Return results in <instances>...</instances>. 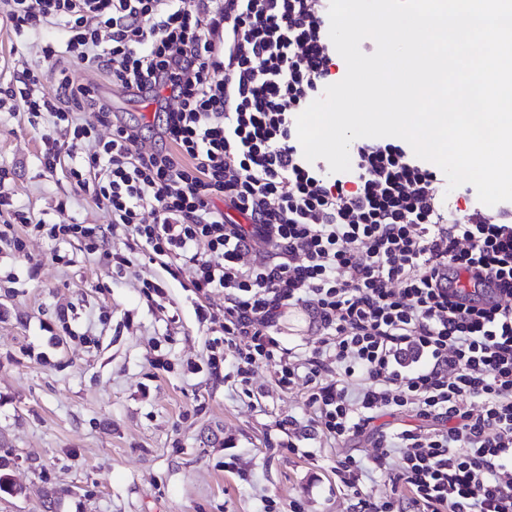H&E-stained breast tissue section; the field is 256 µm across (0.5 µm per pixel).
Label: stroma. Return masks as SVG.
<instances>
[{
    "label": "stroma",
    "instance_id": "1",
    "mask_svg": "<svg viewBox=\"0 0 512 512\" xmlns=\"http://www.w3.org/2000/svg\"><path fill=\"white\" fill-rule=\"evenodd\" d=\"M37 151L27 123L0 118V163L16 169L19 202L51 219L67 201L81 221L108 223L63 173L42 171ZM58 247L33 235L24 254L0 256V471L14 487L0 492V512H258L265 495L299 512H349L336 489L340 449L315 435L310 457L292 455L275 426L295 415L311 429L300 391L279 389L264 366L255 406L231 363L206 370L215 332L198 323L190 286L157 304L143 286L157 264L139 259L118 275L75 240L59 247L70 264L52 262ZM159 356L166 368L152 366Z\"/></svg>",
    "mask_w": 512,
    "mask_h": 512
}]
</instances>
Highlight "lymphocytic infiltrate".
I'll list each match as a JSON object with an SVG mask.
<instances>
[{
	"instance_id": "f902f5d3",
	"label": "lymphocytic infiltrate",
	"mask_w": 512,
	"mask_h": 512,
	"mask_svg": "<svg viewBox=\"0 0 512 512\" xmlns=\"http://www.w3.org/2000/svg\"><path fill=\"white\" fill-rule=\"evenodd\" d=\"M329 2L0 0L16 50L36 55L0 109L40 130L44 172L65 170L109 216L87 224L62 202L37 217L0 164V251H24L19 224L84 239L119 274L160 263L159 297L188 279L198 321L221 324L210 371L231 362L249 397L261 364L303 388L345 451L353 512H512V205L449 198L392 139L358 142L347 172L305 159L296 119L342 78ZM81 69L156 103L153 124L124 121ZM118 232L127 252L111 249ZM297 307L319 334L303 348L280 340Z\"/></svg>"
}]
</instances>
